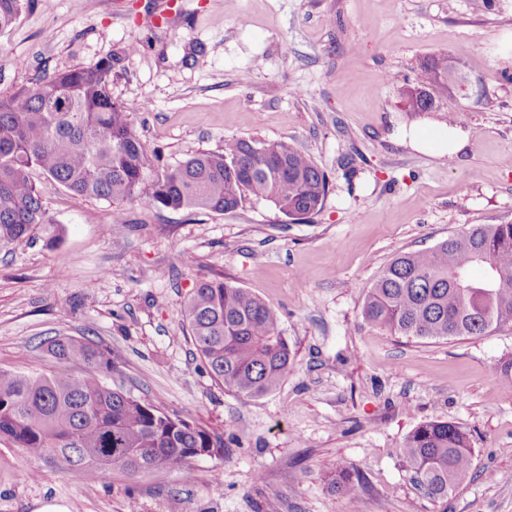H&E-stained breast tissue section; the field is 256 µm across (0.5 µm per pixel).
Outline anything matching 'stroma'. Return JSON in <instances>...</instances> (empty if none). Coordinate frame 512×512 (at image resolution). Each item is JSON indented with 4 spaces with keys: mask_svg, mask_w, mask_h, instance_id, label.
Returning a JSON list of instances; mask_svg holds the SVG:
<instances>
[{
    "mask_svg": "<svg viewBox=\"0 0 512 512\" xmlns=\"http://www.w3.org/2000/svg\"><path fill=\"white\" fill-rule=\"evenodd\" d=\"M456 68L444 112H463L461 159L401 146L403 90L422 57ZM120 57L115 101L158 169L225 140L285 141L323 170L320 211L295 222L249 203L220 214L77 199L38 186L61 229L0 248V367H51L44 342L108 345L112 386L224 438V454L100 481L0 439V512H512V325L418 339L364 324L399 255L477 224L512 223V0H31L0 31V94ZM255 292L294 357L275 391L245 399L204 368L180 316L199 281ZM430 420L464 428L472 467L446 498L402 454ZM361 484L336 491L337 467Z\"/></svg>",
    "mask_w": 512,
    "mask_h": 512,
    "instance_id": "1",
    "label": "stroma"
}]
</instances>
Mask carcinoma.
Returning a JSON list of instances; mask_svg holds the SVG:
<instances>
[{"instance_id":"1","label":"carcinoma","mask_w":512,"mask_h":512,"mask_svg":"<svg viewBox=\"0 0 512 512\" xmlns=\"http://www.w3.org/2000/svg\"><path fill=\"white\" fill-rule=\"evenodd\" d=\"M28 0H0V30ZM119 60L74 67L0 95V246L53 234L35 174L51 177L73 196L136 201L172 210L228 213L266 201L292 220L318 212L329 182L311 157L284 142L231 139L220 152L200 151L143 185L155 169L130 111L112 100ZM426 98L441 104L448 89V55L419 62ZM474 265L486 276H469ZM198 356L224 388L244 398L264 396L288 375L292 352L277 309L222 280H203L181 310ZM364 323L422 339L484 336L512 322V224H477L433 248L403 254L380 273L362 310ZM57 371L0 369V437L26 455L88 480L114 468L149 476L188 468L197 449L224 451V438L164 412L105 379L112 351L100 342L55 336L45 342ZM414 479L444 498L472 464L469 434L445 421L420 424L405 440ZM354 499L360 484L346 468L333 481Z\"/></svg>"}]
</instances>
